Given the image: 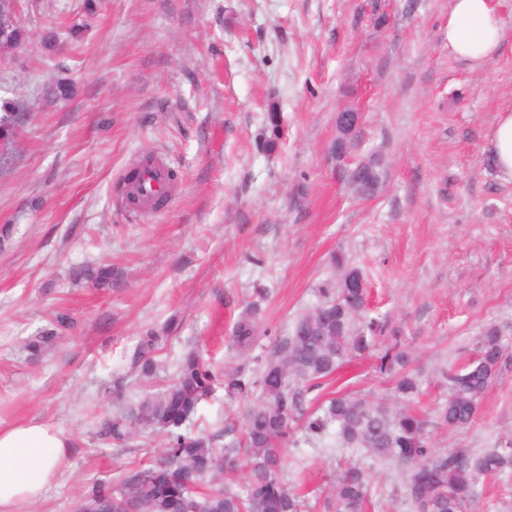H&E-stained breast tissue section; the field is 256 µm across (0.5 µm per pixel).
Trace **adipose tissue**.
Masks as SVG:
<instances>
[{"label": "adipose tissue", "mask_w": 512, "mask_h": 512, "mask_svg": "<svg viewBox=\"0 0 512 512\" xmlns=\"http://www.w3.org/2000/svg\"><path fill=\"white\" fill-rule=\"evenodd\" d=\"M503 22L491 0H452L448 47L458 57L483 63L498 50ZM70 440L38 420L0 426V512L41 498L66 459Z\"/></svg>", "instance_id": "ef3b65f1"}]
</instances>
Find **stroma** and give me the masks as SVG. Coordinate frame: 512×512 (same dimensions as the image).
<instances>
[{
  "label": "stroma",
  "mask_w": 512,
  "mask_h": 512,
  "mask_svg": "<svg viewBox=\"0 0 512 512\" xmlns=\"http://www.w3.org/2000/svg\"><path fill=\"white\" fill-rule=\"evenodd\" d=\"M493 3L505 36L474 66L448 48L450 0H21L29 44L0 60V88L26 112L0 162V425L35 418L72 439L23 512H75L93 485L151 464L161 435L120 448L103 421L160 392L186 351L257 368L267 339L244 356L230 347L245 304L261 300L269 336L284 332L338 253L363 271L383 330L329 391L389 394L376 354L395 343L424 380L416 409L436 447L512 442V181L487 139L512 111V0ZM82 23L45 50L48 32ZM61 76L72 98H55ZM344 108L362 112L360 149L385 164L371 199L347 189L332 153ZM272 109L284 128L267 151ZM147 152L181 179L164 207L137 213L120 188ZM97 261L111 287L74 282ZM62 315L60 338L31 353ZM171 322L155 376L141 377L143 332ZM490 324L501 367L474 423L440 429L439 368L467 360ZM238 409L216 388L186 427L220 431ZM348 461L370 472L369 512H411L400 470L356 449L290 446L284 471L315 495ZM468 512H512V475L485 478Z\"/></svg>",
  "instance_id": "obj_1"
}]
</instances>
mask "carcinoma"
I'll return each mask as SVG.
<instances>
[{"label": "carcinoma", "instance_id": "cac0c4a2", "mask_svg": "<svg viewBox=\"0 0 512 512\" xmlns=\"http://www.w3.org/2000/svg\"><path fill=\"white\" fill-rule=\"evenodd\" d=\"M23 116L19 102H3L1 141L15 142ZM281 127L279 113H267L266 150L276 149ZM333 266L336 280L321 284L316 303L284 335L272 338L257 369L222 371L189 352L165 389L143 395L107 421L106 434L117 447L128 446L139 433H160L164 449L152 465L129 471L115 487H93L80 504L90 512H311L313 506L284 475L285 448L300 441L313 448L361 449L401 467L413 512H465L483 478L511 472V446L482 452L435 448L420 417L401 405L419 393L421 382L409 370L408 354L395 345L378 363L380 372L395 375L390 395L338 392L319 405L308 399L349 357L366 353L380 332L378 320L367 316L363 272L342 254L334 256ZM80 278L106 288L112 285V268L87 266ZM260 332L261 306L253 302L234 324L232 344L249 351ZM166 340L154 330L141 336L133 364L142 376L154 373L152 355ZM502 350L500 330L488 326L473 358L442 371L448 396L435 410L442 427L465 428L474 421ZM218 385L243 402L237 412L241 433L232 424L216 433L181 432ZM226 437L229 441L220 443ZM240 469L245 481L238 487L229 475ZM371 499L368 472L352 462L315 504L321 512H368Z\"/></svg>", "mask_w": 512, "mask_h": 512}]
</instances>
